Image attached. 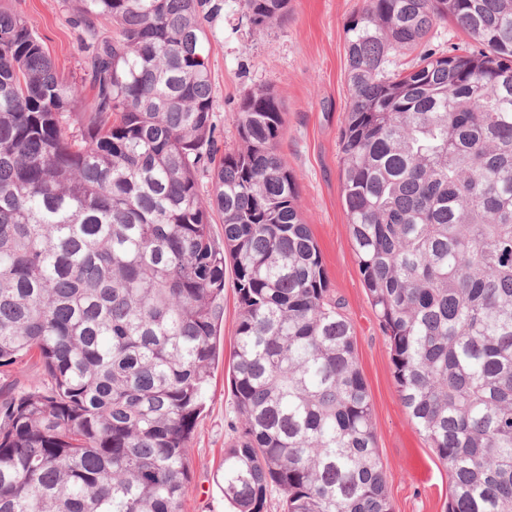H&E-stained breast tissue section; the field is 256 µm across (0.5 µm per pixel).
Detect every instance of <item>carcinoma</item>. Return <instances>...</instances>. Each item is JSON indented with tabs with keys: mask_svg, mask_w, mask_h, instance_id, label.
Masks as SVG:
<instances>
[{
	"mask_svg": "<svg viewBox=\"0 0 512 512\" xmlns=\"http://www.w3.org/2000/svg\"><path fill=\"white\" fill-rule=\"evenodd\" d=\"M70 2L90 99L0 7V373L51 380L0 383V512H179L228 264L224 498L391 512L354 331L300 218L271 91L244 98L242 147L218 155L205 47L224 0ZM244 6L256 33L287 13ZM442 21L479 48L386 72ZM345 31L343 198L400 400L448 469L446 512H512V0H367Z\"/></svg>",
	"mask_w": 512,
	"mask_h": 512,
	"instance_id": "cac0c4a2",
	"label": "carcinoma"
}]
</instances>
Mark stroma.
Here are the masks:
<instances>
[{
    "label": "stroma",
    "mask_w": 512,
    "mask_h": 512,
    "mask_svg": "<svg viewBox=\"0 0 512 512\" xmlns=\"http://www.w3.org/2000/svg\"><path fill=\"white\" fill-rule=\"evenodd\" d=\"M44 40L57 68L82 80L78 31L67 0H8ZM365 0H288L284 20L253 34L244 0H224V31L211 44L218 98L213 112L220 151L237 149L235 115L245 96L273 91L285 112L279 153L299 189V213L321 252L329 287L352 323L359 368L373 403L377 446L393 512H445L448 472L402 405L383 336L351 249L342 197L340 138L350 101L345 26ZM236 296L224 288V352L214 368L189 454L181 512H231L224 498V448L235 410L230 386Z\"/></svg>",
    "instance_id": "stroma-1"
}]
</instances>
